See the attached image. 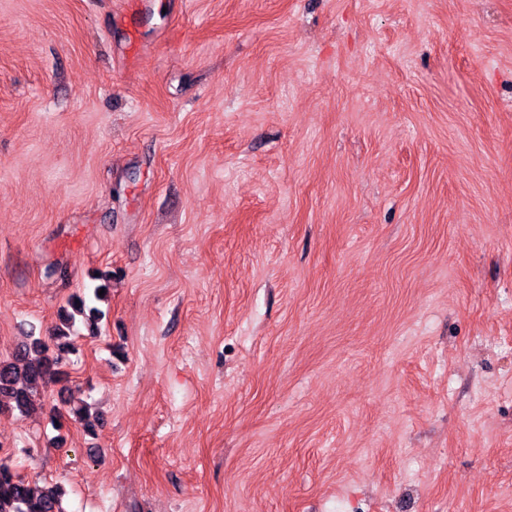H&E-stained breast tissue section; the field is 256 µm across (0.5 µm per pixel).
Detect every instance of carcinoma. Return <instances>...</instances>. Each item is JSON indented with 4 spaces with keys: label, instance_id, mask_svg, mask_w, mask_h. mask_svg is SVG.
<instances>
[{
    "label": "carcinoma",
    "instance_id": "1",
    "mask_svg": "<svg viewBox=\"0 0 512 512\" xmlns=\"http://www.w3.org/2000/svg\"><path fill=\"white\" fill-rule=\"evenodd\" d=\"M59 320L62 329L51 337V342L33 337L12 358L0 360V414L25 416L46 384L67 376L66 367L75 348L66 330L73 327L75 316L63 308ZM56 417L59 421L71 417L86 430H93L85 405L72 407ZM62 497L63 489L57 484L34 486L0 467V512H63Z\"/></svg>",
    "mask_w": 512,
    "mask_h": 512
}]
</instances>
